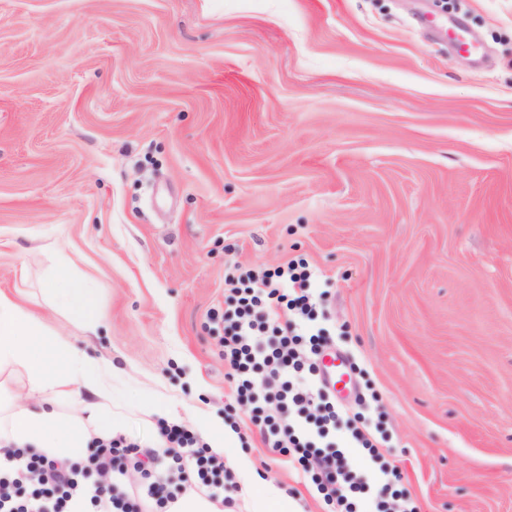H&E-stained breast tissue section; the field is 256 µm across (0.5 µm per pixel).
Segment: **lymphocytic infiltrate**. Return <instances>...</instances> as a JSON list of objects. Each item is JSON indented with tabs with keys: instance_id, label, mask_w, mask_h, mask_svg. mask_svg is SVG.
Returning <instances> with one entry per match:
<instances>
[{
	"instance_id": "1",
	"label": "lymphocytic infiltrate",
	"mask_w": 512,
	"mask_h": 512,
	"mask_svg": "<svg viewBox=\"0 0 512 512\" xmlns=\"http://www.w3.org/2000/svg\"><path fill=\"white\" fill-rule=\"evenodd\" d=\"M312 271L291 260L271 271L241 269L232 304L212 311L210 320L222 326L219 343L226 374L238 402L251 408L250 420L274 461L302 473L321 495L327 512H359L357 500H372L371 512H419L408 497L391 487L401 480L397 467L383 462L368 425L317 395V358L326 335L322 297L312 286ZM347 425L355 447L365 450L378 471L363 477L348 470L343 450L329 442L330 432ZM160 434L179 452L166 464L134 443L98 442L87 461L65 467L42 455L22 456L10 449L0 453V512H74L84 498L83 512H170L177 496L162 482V469L176 471L180 488L224 491L231 480L220 457L200 446L184 426L167 424ZM134 474L136 493L105 490L103 477Z\"/></svg>"
}]
</instances>
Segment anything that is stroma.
I'll use <instances>...</instances> for the list:
<instances>
[{
  "label": "stroma",
  "mask_w": 512,
  "mask_h": 512,
  "mask_svg": "<svg viewBox=\"0 0 512 512\" xmlns=\"http://www.w3.org/2000/svg\"><path fill=\"white\" fill-rule=\"evenodd\" d=\"M455 23L477 54L421 25ZM327 290L378 452L420 512H512V0H0V292L112 365L121 437L236 426L209 319L238 270ZM104 321L49 307L60 267Z\"/></svg>",
  "instance_id": "obj_1"
}]
</instances>
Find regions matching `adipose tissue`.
I'll return each instance as SVG.
<instances>
[{
  "label": "adipose tissue",
  "mask_w": 512,
  "mask_h": 512,
  "mask_svg": "<svg viewBox=\"0 0 512 512\" xmlns=\"http://www.w3.org/2000/svg\"><path fill=\"white\" fill-rule=\"evenodd\" d=\"M51 295L84 332L96 334L101 317L86 289L62 272ZM2 373L16 378L27 400L0 406V445L79 463L93 438L108 439L120 430L111 409L112 379L103 364L0 292ZM61 398L75 401L78 413L60 412Z\"/></svg>",
  "instance_id": "obj_1"
}]
</instances>
